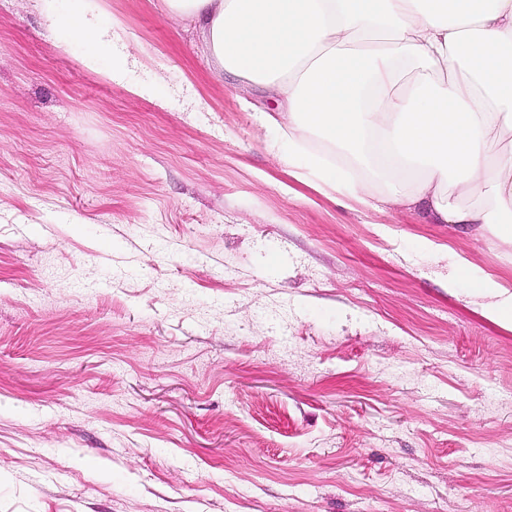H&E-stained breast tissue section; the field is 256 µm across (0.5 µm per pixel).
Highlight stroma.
I'll use <instances>...</instances> for the list:
<instances>
[{"label": "stroma", "mask_w": 512, "mask_h": 512, "mask_svg": "<svg viewBox=\"0 0 512 512\" xmlns=\"http://www.w3.org/2000/svg\"><path fill=\"white\" fill-rule=\"evenodd\" d=\"M0 0V512H512V246L284 166L162 0ZM88 2L85 5V9L71 16L70 18V29L71 31L81 38H92L102 42L105 46H112V34L100 35L97 29L92 24L93 4L94 0H86ZM105 39L103 40V38ZM102 38V39H101ZM103 40V41H101Z\"/></svg>", "instance_id": "1"}]
</instances>
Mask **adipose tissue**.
<instances>
[{
  "label": "adipose tissue",
  "mask_w": 512,
  "mask_h": 512,
  "mask_svg": "<svg viewBox=\"0 0 512 512\" xmlns=\"http://www.w3.org/2000/svg\"><path fill=\"white\" fill-rule=\"evenodd\" d=\"M164 6L207 31L224 72L276 100L285 165L371 207L424 201L440 223L512 243V0ZM374 33L390 44L363 49Z\"/></svg>",
  "instance_id": "ef3b65f1"
}]
</instances>
